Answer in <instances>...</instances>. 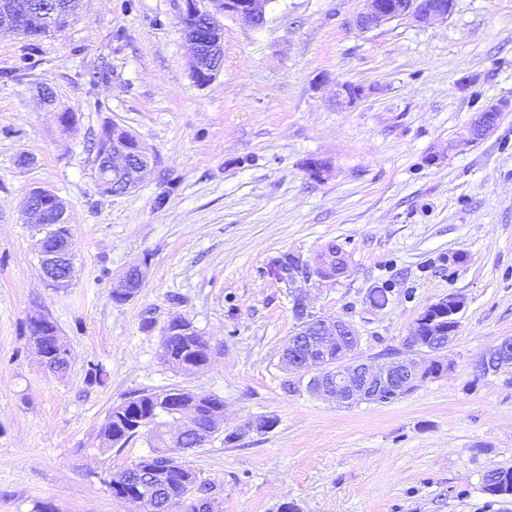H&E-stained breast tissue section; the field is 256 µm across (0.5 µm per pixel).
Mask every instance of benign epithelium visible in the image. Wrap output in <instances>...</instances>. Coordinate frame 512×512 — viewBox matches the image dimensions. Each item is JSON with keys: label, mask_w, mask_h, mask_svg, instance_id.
Instances as JSON below:
<instances>
[{"label": "benign epithelium", "mask_w": 512, "mask_h": 512, "mask_svg": "<svg viewBox=\"0 0 512 512\" xmlns=\"http://www.w3.org/2000/svg\"><path fill=\"white\" fill-rule=\"evenodd\" d=\"M181 16L196 18L206 16L211 25H216V17L230 15L246 21L255 28L265 26L267 9L270 0H181ZM454 9V0H365V9L355 19L356 27L370 31L385 23L397 19H411L420 25H429L437 21H446ZM16 3L12 0H0V28L15 29ZM31 23L46 27L48 30L59 31L62 17L57 11H37L29 15ZM219 37L216 46H209L210 36L202 32V28L188 26L184 28L185 39L192 52V75L195 77H214L221 69L222 58L220 48L224 35L223 30L214 29ZM508 103L503 101L489 102L480 110L475 120L466 129L465 137L473 142L490 134L498 118ZM123 137H112V150L101 156L97 162V176L102 188H115V195H126L135 190L151 173L152 158L136 135L123 128ZM47 193V189L35 187L24 198L25 213L32 223L40 224L46 234H52L70 227L66 203L56 204L54 221H43L41 211L33 207L38 197ZM40 266L47 285L54 289L70 286L74 272V243L70 240L63 246L52 251L39 249ZM311 265L294 253L271 264V275L282 282L308 279ZM143 272L138 265L130 266L113 287V292L133 299L143 286ZM448 306V338L438 345L429 347L423 344L418 330L407 338V344L416 349V358H393L382 364L375 365L357 359L355 351L359 338L355 329L348 323L337 320L330 321L314 314L308 307L301 293L292 299V313L295 326L292 336L288 339V348L283 351L282 363L287 374L299 383L305 384L307 391L330 398L339 404L377 403L383 392L393 387L407 396L422 380L426 368L433 362L440 361L442 353L453 341L458 327L456 315L462 309L461 302L453 297L447 299ZM343 338L348 342L347 355L336 363H320L311 359L312 353L329 342ZM512 340L503 339L486 358L476 365V370L485 373L499 372L512 363ZM223 416H213L207 426L186 424L182 431L175 435L174 440L191 438L197 446L205 443L220 430Z\"/></svg>", "instance_id": "7a95c632"}]
</instances>
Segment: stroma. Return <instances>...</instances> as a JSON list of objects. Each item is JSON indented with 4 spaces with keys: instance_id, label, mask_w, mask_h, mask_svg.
I'll return each instance as SVG.
<instances>
[{
    "instance_id": "35a3bbf8",
    "label": "stroma",
    "mask_w": 512,
    "mask_h": 512,
    "mask_svg": "<svg viewBox=\"0 0 512 512\" xmlns=\"http://www.w3.org/2000/svg\"><path fill=\"white\" fill-rule=\"evenodd\" d=\"M362 8L271 0L259 30L222 17L223 67L202 87L180 0H84L34 54L0 32V512H142L107 482L148 454L145 439L102 453L97 434L112 406L175 385L224 402L221 432L186 457L223 483L214 512H512L482 490L487 470L512 466V376L475 370L512 337V0H455L447 21L368 32ZM343 84L361 88L355 104L337 101ZM492 101L509 104L496 129L463 140ZM112 122L155 159L123 196L100 193L88 152ZM312 158L330 164L322 179L305 170ZM34 187L65 201L73 228L76 273L60 291L41 277L22 208ZM330 242L348 269L304 283L312 310L351 324L358 356L380 362L412 357L419 313L456 296L451 370L383 405L283 388L294 320L268 264ZM133 263L144 285L115 303ZM385 286L389 303L372 307ZM36 314L73 353L66 376L27 348ZM175 316L209 345L203 369L164 363ZM92 362L104 384H88ZM258 417L275 427L225 442Z\"/></svg>"
}]
</instances>
